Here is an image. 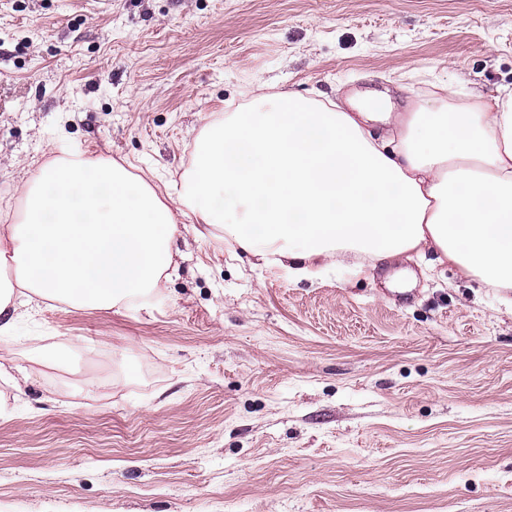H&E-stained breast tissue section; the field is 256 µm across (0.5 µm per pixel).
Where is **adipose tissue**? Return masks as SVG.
<instances>
[{
    "label": "adipose tissue",
    "mask_w": 512,
    "mask_h": 512,
    "mask_svg": "<svg viewBox=\"0 0 512 512\" xmlns=\"http://www.w3.org/2000/svg\"><path fill=\"white\" fill-rule=\"evenodd\" d=\"M208 115L176 200L113 159L44 160L0 241V335L40 301L121 309L151 293L179 250L180 220L262 266L357 278L432 256L512 289V89L445 112L346 111L291 92Z\"/></svg>",
    "instance_id": "ef3b65f1"
}]
</instances>
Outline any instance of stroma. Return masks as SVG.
<instances>
[{
    "label": "stroma",
    "instance_id": "obj_1",
    "mask_svg": "<svg viewBox=\"0 0 512 512\" xmlns=\"http://www.w3.org/2000/svg\"><path fill=\"white\" fill-rule=\"evenodd\" d=\"M512 85V0H0V220L47 149L180 193L205 112L444 111ZM148 308L0 338V512H512V290L409 261L296 281L182 231ZM35 367L22 369L18 366H12L0 362V381L11 389L21 392L22 385L27 384L31 374L37 372Z\"/></svg>",
    "mask_w": 512,
    "mask_h": 512
}]
</instances>
